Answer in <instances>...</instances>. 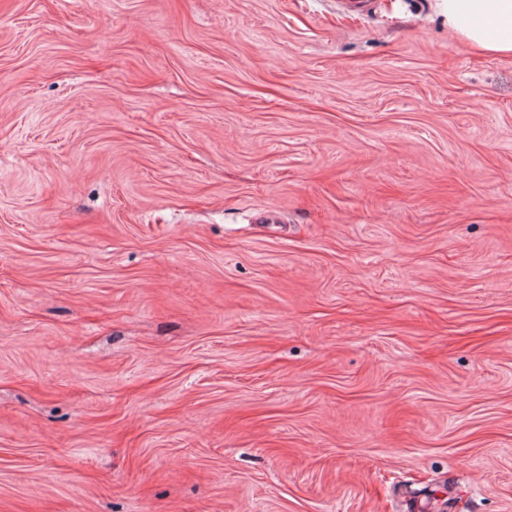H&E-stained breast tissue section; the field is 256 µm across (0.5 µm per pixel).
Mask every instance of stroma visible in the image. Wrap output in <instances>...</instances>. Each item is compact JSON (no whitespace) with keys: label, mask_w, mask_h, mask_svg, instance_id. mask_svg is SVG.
<instances>
[{"label":"stroma","mask_w":512,"mask_h":512,"mask_svg":"<svg viewBox=\"0 0 512 512\" xmlns=\"http://www.w3.org/2000/svg\"><path fill=\"white\" fill-rule=\"evenodd\" d=\"M372 2L0 0V512H512V57Z\"/></svg>","instance_id":"obj_1"}]
</instances>
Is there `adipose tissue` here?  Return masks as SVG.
I'll return each instance as SVG.
<instances>
[{"instance_id":"adipose-tissue-1","label":"adipose tissue","mask_w":512,"mask_h":512,"mask_svg":"<svg viewBox=\"0 0 512 512\" xmlns=\"http://www.w3.org/2000/svg\"><path fill=\"white\" fill-rule=\"evenodd\" d=\"M448 27L478 48L512 55V0H443Z\"/></svg>"}]
</instances>
